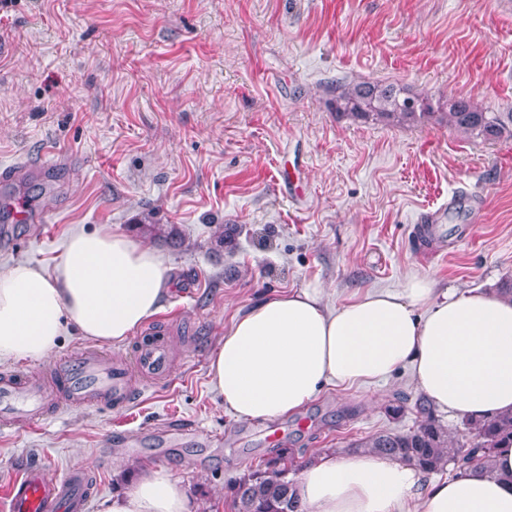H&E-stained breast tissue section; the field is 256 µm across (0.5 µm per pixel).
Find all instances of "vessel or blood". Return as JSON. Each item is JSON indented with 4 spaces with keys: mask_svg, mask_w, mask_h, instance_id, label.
<instances>
[{
    "mask_svg": "<svg viewBox=\"0 0 512 512\" xmlns=\"http://www.w3.org/2000/svg\"><path fill=\"white\" fill-rule=\"evenodd\" d=\"M170 350L163 341L138 344L132 358L104 359L101 352L86 350L58 359L49 379L34 375H0V420L41 421L47 405L57 408L111 404L122 408L142 396L144 381L167 378ZM38 463H26L0 499V512H86L91 498L85 478L73 475L55 483L45 482Z\"/></svg>",
    "mask_w": 512,
    "mask_h": 512,
    "instance_id": "vessel-or-blood-1",
    "label": "vessel or blood"
}]
</instances>
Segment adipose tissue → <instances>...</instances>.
Instances as JSON below:
<instances>
[{
    "mask_svg": "<svg viewBox=\"0 0 512 512\" xmlns=\"http://www.w3.org/2000/svg\"><path fill=\"white\" fill-rule=\"evenodd\" d=\"M176 281L155 247L104 227L72 233L53 270H0V359H45L75 331L133 337ZM435 409L479 420L512 411V295L436 293L429 277L330 307L319 288L266 298L236 317L209 358L212 390L239 419L299 412L326 387L378 385L401 366ZM306 512H512V447L490 469L432 480L367 449L321 451L297 473ZM104 512H193L169 469L143 467Z\"/></svg>",
    "mask_w": 512,
    "mask_h": 512,
    "instance_id": "ef3b65f1",
    "label": "adipose tissue"
}]
</instances>
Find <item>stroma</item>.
Masks as SVG:
<instances>
[{
    "label": "stroma",
    "mask_w": 512,
    "mask_h": 512,
    "mask_svg": "<svg viewBox=\"0 0 512 512\" xmlns=\"http://www.w3.org/2000/svg\"><path fill=\"white\" fill-rule=\"evenodd\" d=\"M339 79L512 112V0H0V170L34 162L0 180V269L52 270L71 232L105 226L178 274L137 330L168 342L170 377L130 408L0 425V494L32 457L52 480L92 474L100 512L146 464L198 512H235L229 485L276 447L303 460L417 427L406 367L272 422L237 419L209 386L235 317L280 292L337 306L413 276L512 286V139L337 118ZM284 168L298 192H281Z\"/></svg>",
    "instance_id": "1"
}]
</instances>
